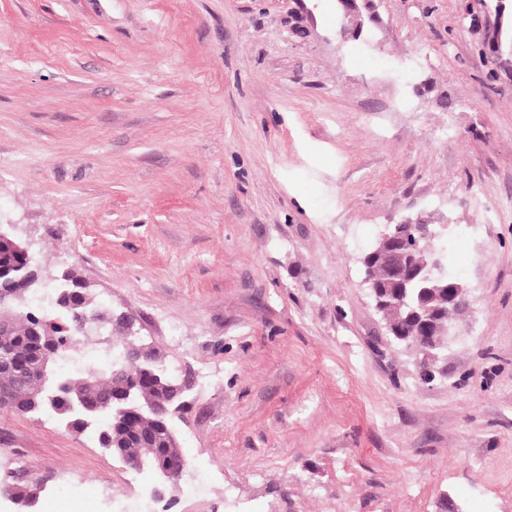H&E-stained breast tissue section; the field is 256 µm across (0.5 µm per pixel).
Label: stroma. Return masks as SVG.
Instances as JSON below:
<instances>
[{
    "label": "stroma",
    "instance_id": "1",
    "mask_svg": "<svg viewBox=\"0 0 512 512\" xmlns=\"http://www.w3.org/2000/svg\"><path fill=\"white\" fill-rule=\"evenodd\" d=\"M373 4L353 40L336 0H0V225L190 384L158 512H512V70L479 0ZM406 221L468 290L429 384L363 283ZM18 469L37 512L156 486L0 411ZM489 2H496L493 8L494 22L491 24L489 15L484 10V14L471 12L469 14V29L472 33L484 35L482 41V47L487 48L497 60H504L505 64L511 65L512 60L506 56H512V21L511 25H504L501 27L497 22V16H499L500 7L502 2L505 0H489ZM492 29V31H491ZM491 31V34L486 37L487 33Z\"/></svg>",
    "mask_w": 512,
    "mask_h": 512
}]
</instances>
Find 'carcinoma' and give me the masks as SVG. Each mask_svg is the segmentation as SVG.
<instances>
[{
    "label": "carcinoma",
    "mask_w": 512,
    "mask_h": 512,
    "mask_svg": "<svg viewBox=\"0 0 512 512\" xmlns=\"http://www.w3.org/2000/svg\"><path fill=\"white\" fill-rule=\"evenodd\" d=\"M338 3L342 28L351 33L364 30L367 21L373 20L369 16L372 4L368 0H357L353 4L338 0ZM469 19L471 32L484 35L482 47L504 63H511L512 24L502 27L490 21L486 13L471 12ZM403 231L410 234L412 246L402 253L384 248L389 253L388 261H375L365 270V275L389 289L395 287L390 280L391 268L415 271L433 252L432 240L422 237L417 228L406 225ZM39 273L37 264L16 252L9 242L0 240V297L12 298L11 304L19 307L13 317L0 319V394L8 396L0 402V410L34 415L51 413L75 433L96 432L99 447L109 453L121 452L133 457L138 452L141 437L151 439L163 459L181 453L176 435L159 414L173 397L177 380L165 366L158 348L127 340L132 332L123 318L107 322L94 320L92 315L100 311V307L94 304L85 280L72 270L68 271L69 288L55 289L54 296L65 293L66 298L77 303L75 311L61 307L59 316L50 317L28 306L29 294L37 288L33 281ZM453 279L455 275L449 272L441 280L424 282L416 278L408 286L405 300L394 298L379 313L385 323L399 329L401 335L413 336L419 344L436 343L440 330L449 326L451 317L464 310L462 306L448 305L444 285ZM420 299L435 315L428 333L415 329V320L407 317L410 308ZM76 312L82 315L85 328L106 330L111 327L122 337L115 343L118 353L112 356L111 364L105 369L93 366L77 375H63L54 372V365L68 360L74 353L63 345L62 337L72 333ZM114 367L123 369L122 376L131 387V399L123 405V413L104 401L105 395L119 384L112 375ZM40 492V484L33 477L13 487L18 512H26L25 503L38 499Z\"/></svg>",
    "instance_id": "1"
}]
</instances>
